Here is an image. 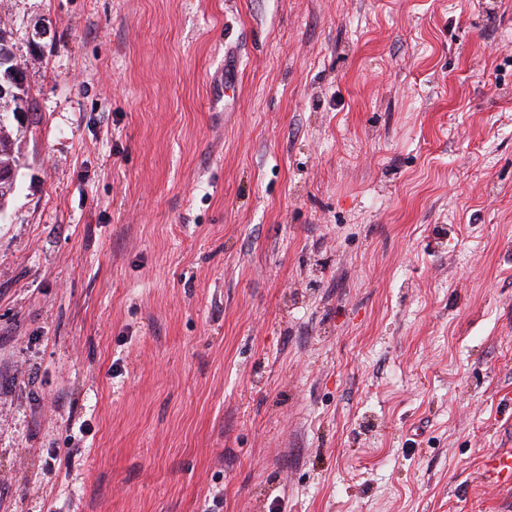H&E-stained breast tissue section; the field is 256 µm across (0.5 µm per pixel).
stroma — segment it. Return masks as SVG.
I'll list each match as a JSON object with an SVG mask.
<instances>
[{
    "instance_id": "stroma-1",
    "label": "stroma",
    "mask_w": 512,
    "mask_h": 512,
    "mask_svg": "<svg viewBox=\"0 0 512 512\" xmlns=\"http://www.w3.org/2000/svg\"><path fill=\"white\" fill-rule=\"evenodd\" d=\"M0 28V512H512V0ZM1 45L0 98L19 102L20 99H24L25 69L22 65H25V63L18 62L16 59L17 65H10L14 55L13 47L7 41L2 42ZM16 107V103H14L11 110H7L6 105L3 109L0 106V181L10 184L5 191H0V208L2 204L5 205L8 197L12 195V187L13 189L15 188V171L13 169L1 171V169L18 168V156L15 154V141L17 140L18 129H16V132L14 131V124L10 114V112L15 111ZM484 483L503 489L512 488V445L492 449L482 462Z\"/></svg>"
}]
</instances>
